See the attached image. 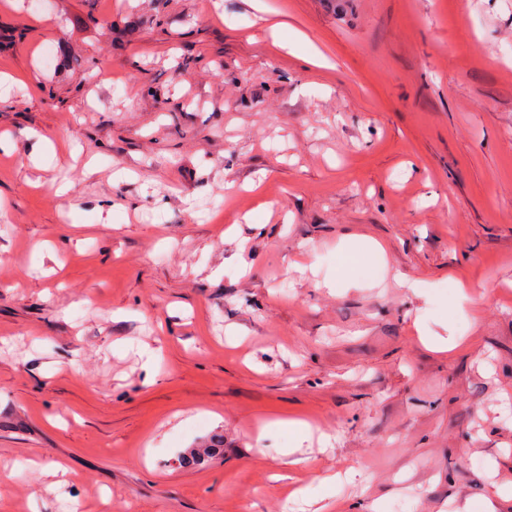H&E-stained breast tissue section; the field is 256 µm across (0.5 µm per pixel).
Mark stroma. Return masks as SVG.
Instances as JSON below:
<instances>
[{
  "label": "stroma",
  "mask_w": 512,
  "mask_h": 512,
  "mask_svg": "<svg viewBox=\"0 0 512 512\" xmlns=\"http://www.w3.org/2000/svg\"><path fill=\"white\" fill-rule=\"evenodd\" d=\"M1 72L0 512H512V0H0Z\"/></svg>",
  "instance_id": "35a3bbf8"
}]
</instances>
